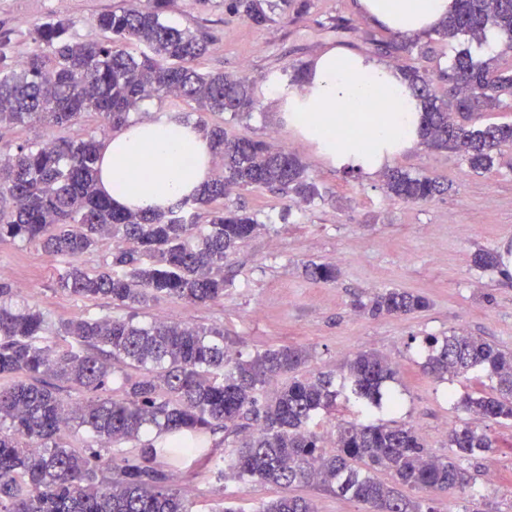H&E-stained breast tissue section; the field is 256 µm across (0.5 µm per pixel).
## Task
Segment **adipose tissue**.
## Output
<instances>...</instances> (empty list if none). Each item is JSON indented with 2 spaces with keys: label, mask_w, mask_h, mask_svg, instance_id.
Here are the masks:
<instances>
[{
  "label": "adipose tissue",
  "mask_w": 512,
  "mask_h": 512,
  "mask_svg": "<svg viewBox=\"0 0 512 512\" xmlns=\"http://www.w3.org/2000/svg\"><path fill=\"white\" fill-rule=\"evenodd\" d=\"M454 0H359L370 20L408 38L431 33ZM288 125L332 164L375 172L420 141V104L390 62L330 49L288 95ZM213 149L190 121L145 118L113 133L98 188L127 210H166L210 178Z\"/></svg>",
  "instance_id": "ef3b65f1"
}]
</instances>
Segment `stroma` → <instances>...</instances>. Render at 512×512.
Returning a JSON list of instances; mask_svg holds the SVG:
<instances>
[{"instance_id": "1", "label": "stroma", "mask_w": 512, "mask_h": 512, "mask_svg": "<svg viewBox=\"0 0 512 512\" xmlns=\"http://www.w3.org/2000/svg\"><path fill=\"white\" fill-rule=\"evenodd\" d=\"M139 3L0 0V33L9 35V52L21 60L32 49L37 24L62 19L75 40H98L102 34L93 24L98 14ZM336 15L350 18L354 32L340 36L329 30ZM166 17L181 28L209 30L213 43L197 62L200 70L263 81L261 101L249 116L208 112L205 122L223 127L230 137L269 140L295 151L321 197L300 208L264 189L232 194L229 205L257 213L262 227L225 262L223 299L192 305L162 298L137 309L139 320L223 327L232 352L246 357L282 345L306 347L311 357L298 372L302 378L340 373L358 351L379 353L399 370L389 385L401 400L393 421L412 424L433 454L452 456L448 432L469 418L461 398L490 393L492 382L485 376L434 381L421 371L418 341L430 334L467 333L512 352V277L474 263L478 250L496 253L503 241L512 242V144L502 145L495 167L484 175L473 174L456 154L422 145L398 154L391 166L438 177L448 190L423 204L390 199L380 174H350L330 165L270 101L281 71L307 64L317 53L340 47L369 54V37L384 35L385 29L359 12L357 0H313L302 20L260 29L229 14L224 0H171ZM312 262L336 265V282L308 279L304 267ZM68 263L24 242L0 244V269L14 286L24 287V299L51 327L79 318L128 316V309L111 299H83L61 290L58 277ZM386 288L421 294L429 306L408 317H372L355 309V300ZM484 428L494 446L466 461L465 492L422 496L413 489L410 497H423L433 512H512V421H488ZM170 477L191 512L226 507L259 512L263 504L292 493L311 499L317 512H370L368 505L316 486L243 483L176 462Z\"/></svg>"}]
</instances>
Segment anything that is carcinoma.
<instances>
[{
  "label": "carcinoma",
  "mask_w": 512,
  "mask_h": 512,
  "mask_svg": "<svg viewBox=\"0 0 512 512\" xmlns=\"http://www.w3.org/2000/svg\"><path fill=\"white\" fill-rule=\"evenodd\" d=\"M169 0H143L138 8L117 7L99 14L95 26L104 41L72 40L69 23L35 26L33 48L18 62L0 35V130L39 123L62 129L88 113L101 119L100 136H49L25 143L0 157V243L22 241L70 259L61 289L132 308L161 298L206 304L224 298V260L261 227L242 207L212 212L195 224L181 211L208 206L249 188H263L312 205L321 198L306 165L295 153L259 139L224 135V128L198 127L224 160L222 175L199 194L164 214L132 213L113 206L96 185L100 149L109 133L126 123L145 100L178 99L197 110L244 116L258 102L255 82L224 73H202L197 60L209 50L208 32L169 24ZM312 0H229L228 9L257 28L304 18ZM494 29L502 53L512 51V0H456L455 9L435 29L441 41L463 38L480 43ZM372 49L391 58L429 47L391 32L373 37ZM497 57L473 59L456 50L448 70L438 74L446 88L437 92L432 75L404 70L420 100L421 143L458 154L476 174L488 172L499 148L512 143V124L476 125V112L499 108L512 93V70ZM387 197L406 203L431 201L444 192L436 178L394 168L384 174ZM123 245L106 257L105 271L87 270L80 257L103 239ZM316 282L336 280L329 264H308ZM20 292L0 281V512H189L159 457L239 481L257 479L292 487L316 484L370 505L371 512H432L404 496L408 487L434 493L462 491L468 477L462 461L494 447L476 421L512 420V352L477 336H426L422 371L437 380L473 375L496 380V395L465 396L461 406L474 421L451 428L454 457L441 458L424 446L407 424L347 421L336 426V450L323 449L315 419L329 414L336 399L354 397L367 415L396 412L399 397L382 392L397 374L385 357L359 351L348 358L340 381L330 374L292 379L259 403L256 394L295 373L309 357L302 346H279L249 358L230 354L224 328L126 318H81L61 324L56 336L67 346L49 344L50 324L42 311L18 301ZM354 307L371 316H409L429 307L426 297L398 288L374 293ZM140 371L124 378L125 397L109 391L114 362ZM66 389L89 398L69 402ZM252 420L254 428L242 424ZM230 424L244 432L239 444L216 456L207 435ZM82 429L99 449L80 453L62 443L61 432ZM137 441L134 454L103 457L101 450ZM388 470L394 484L374 473ZM260 512H316L303 496H284Z\"/></svg>",
  "instance_id": "obj_1"
}]
</instances>
